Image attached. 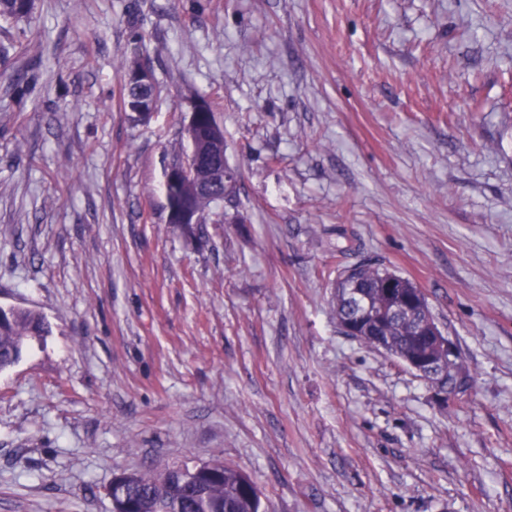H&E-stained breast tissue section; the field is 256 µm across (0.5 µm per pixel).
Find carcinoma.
<instances>
[{"instance_id": "carcinoma-1", "label": "carcinoma", "mask_w": 512, "mask_h": 512, "mask_svg": "<svg viewBox=\"0 0 512 512\" xmlns=\"http://www.w3.org/2000/svg\"><path fill=\"white\" fill-rule=\"evenodd\" d=\"M27 15L24 0H0V19L14 20ZM210 150L197 142L192 154L197 158L196 180L209 177ZM204 214H217L224 206L223 190L216 188L199 199ZM387 269L361 263L355 279L337 283L336 323L347 322L357 315L348 299L349 289L355 288L362 300L380 313L373 322L374 332L362 338L371 348L384 342L393 354L412 350V337L417 334L423 312L418 307L411 311L395 310L393 306L412 292L414 284L402 277L394 289L383 287ZM50 334L45 318L37 311L16 308L0 321V370L13 366L32 342L39 344ZM125 495L136 512H264L261 491L252 478L242 470L224 465L214 476L195 473V467L174 466L169 473L150 470L136 472V477L125 485Z\"/></svg>"}]
</instances>
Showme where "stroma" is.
Returning a JSON list of instances; mask_svg holds the SVG:
<instances>
[{"label":"stroma","instance_id":"1","mask_svg":"<svg viewBox=\"0 0 512 512\" xmlns=\"http://www.w3.org/2000/svg\"><path fill=\"white\" fill-rule=\"evenodd\" d=\"M0 46V304L52 327L0 371V512L212 460L268 512H512V0H34ZM197 95L240 185L190 236L163 170ZM362 262L456 345L447 406L338 327Z\"/></svg>","mask_w":512,"mask_h":512}]
</instances>
